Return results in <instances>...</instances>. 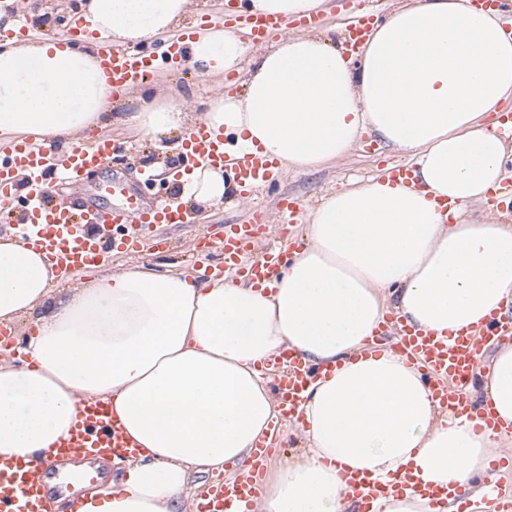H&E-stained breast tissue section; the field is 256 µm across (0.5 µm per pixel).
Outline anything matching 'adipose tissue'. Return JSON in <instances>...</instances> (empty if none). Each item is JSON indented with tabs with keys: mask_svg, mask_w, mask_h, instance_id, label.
<instances>
[{
	"mask_svg": "<svg viewBox=\"0 0 512 512\" xmlns=\"http://www.w3.org/2000/svg\"><path fill=\"white\" fill-rule=\"evenodd\" d=\"M322 0H246L251 17L288 22ZM189 0H82L91 29L116 42L170 34ZM186 55L204 75L246 71L242 95L210 99L201 117L228 153L262 150L309 173L345 158L363 134L409 154L410 184L372 178L311 211L306 245L272 283L198 280L139 266L101 273L52 296L45 255L0 234V324L31 317L29 363L0 361V458L32 460L67 436L81 404L109 403L138 449L124 480L82 495L79 512H183L196 476L249 458L279 411L258 366L286 349L321 367L299 407L310 453L285 463L260 512H352L341 479L423 482L470 490L474 512H496L482 480L512 446V345L477 375L481 403L505 425L481 433L444 415L415 367L374 335L389 309L447 337L512 304V225L468 216L505 175L512 145L486 120L512 100V30L501 8L468 0H401L357 58L311 33L282 36L244 67L242 36L198 29ZM94 46L45 39L0 44V140H70L112 108ZM122 123L157 139L180 130L175 92H150ZM233 184L202 165L182 194L202 208ZM453 203L442 212L440 200Z\"/></svg>",
	"mask_w": 512,
	"mask_h": 512,
	"instance_id": "1",
	"label": "adipose tissue"
}]
</instances>
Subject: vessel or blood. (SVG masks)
Listing matches in <instances>:
<instances>
[{
	"mask_svg": "<svg viewBox=\"0 0 512 512\" xmlns=\"http://www.w3.org/2000/svg\"><path fill=\"white\" fill-rule=\"evenodd\" d=\"M100 64L112 85L113 93H121L135 85L158 66L155 56L142 52L110 49L100 55ZM225 139L212 135L205 127L196 128L186 139L183 157L191 165L232 162L238 183L246 188L267 181L279 172L273 160L259 153H246L228 158ZM113 143L96 139L86 145H73L58 151L48 141L26 138L16 142L0 156V211L11 210L17 198L16 174L24 172L30 188L28 208L22 219L27 242L43 250L61 280H69L80 271L108 261L111 248L90 234L87 224H182L186 215L166 203H145L129 199L127 205L106 213L96 207L78 209L62 200L46 196L53 174H61L77 184L92 171L112 158ZM261 233L257 224H228L224 227V265L237 269L250 281L262 284L275 279L293 258L292 250L268 248L256 253ZM512 335V312H492L485 324L474 330L459 332L452 342L436 339L432 334L407 329L399 347L410 361L422 368L432 385L441 409L456 415L474 413L476 427L482 432H497L498 425L488 410L472 411L467 388L478 356L493 339ZM275 363L285 364L286 373L279 375L274 389L281 406L295 412L314 369L291 350L275 356ZM273 453L265 442H257L254 466L240 473L233 481L216 483L207 498L197 506V512H252L253 500L261 488L264 463ZM132 443L118 426L108 406L90 403L80 407L69 435L58 440L54 453L31 463L19 459H0V512H49L48 491L44 485L30 480L31 467L52 469L65 458L89 459L114 463L132 456ZM349 493L359 499L361 512H369L373 502L390 490L408 488L426 496L432 502L450 495L464 500L467 490L460 485L443 492L422 485L412 470L383 483L358 475H344Z\"/></svg>",
	"mask_w": 512,
	"mask_h": 512,
	"instance_id": "b4317fda",
	"label": "vessel or blood"
}]
</instances>
